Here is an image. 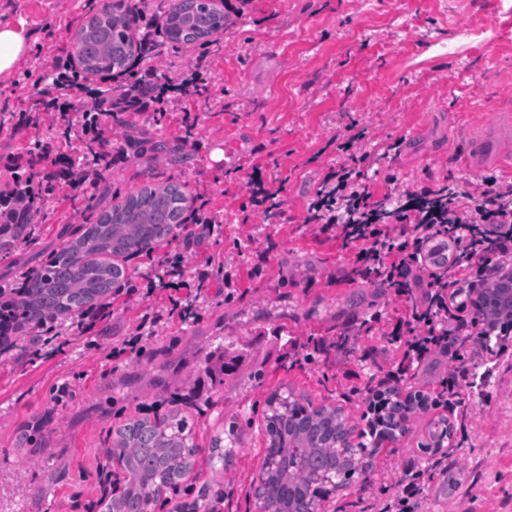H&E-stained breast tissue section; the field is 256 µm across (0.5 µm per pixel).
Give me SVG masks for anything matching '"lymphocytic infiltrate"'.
<instances>
[{"mask_svg":"<svg viewBox=\"0 0 512 512\" xmlns=\"http://www.w3.org/2000/svg\"><path fill=\"white\" fill-rule=\"evenodd\" d=\"M139 49L145 68L134 87L113 84L108 78L91 81L73 61L54 59V92L43 104L47 119L55 123L64 113H73L85 147L99 142L107 117L164 111L170 94H188L202 83L205 57L187 55L181 78L174 81L165 72L156 31L142 33ZM350 148V143H342L347 160L326 175L302 223L335 231L352 247L353 270L362 278L381 282L399 296L416 288L422 291L391 331L402 350L399 362L371 376L361 390L362 396L374 399L366 418V433L373 436L375 420L388 403L386 391L408 381L414 370L432 355L447 352L454 341L465 310L461 292L486 287L504 263L512 262V182L481 176L463 191L445 185H404L380 196L357 171V157ZM438 247L445 263L431 260ZM425 473L418 462L407 464L396 481L397 494L379 512H418Z\"/></svg>","mask_w":512,"mask_h":512,"instance_id":"1","label":"lymphocytic infiltrate"}]
</instances>
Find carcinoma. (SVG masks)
Instances as JSON below:
<instances>
[{"mask_svg":"<svg viewBox=\"0 0 512 512\" xmlns=\"http://www.w3.org/2000/svg\"><path fill=\"white\" fill-rule=\"evenodd\" d=\"M161 21V37L175 46L201 47L224 28V14L214 0H172L162 17L154 6L137 0L121 11L107 5L95 6L87 20L75 30L68 47L69 58L78 62L84 76L124 74L136 50L130 33L129 16ZM18 182L0 189V254H8L30 238L33 219L26 204L5 211L3 199L18 194ZM187 197L180 184L149 183L101 212L94 222L80 225L75 237L40 266L27 274L21 309L25 320H62L83 313L106 299L127 278L124 260L148 252L154 245L176 236L186 228L183 216ZM489 320L512 317V300L499 299L484 305ZM392 407L410 412L417 398L402 396L399 388L389 392ZM266 448L260 474L261 507L266 512H319L322 495L317 477L334 471L344 487L356 474L363 475L372 455L383 442L399 437L389 428L380 429L372 442V453L363 456L337 443L354 432L342 410L313 408L292 395L272 394L264 413ZM237 437L211 438V466L232 465ZM197 445L187 418L179 412L162 417L133 418L116 430L106 462L118 461L124 476L112 483L109 497L101 499L103 512H153L152 506L196 464Z\"/></svg>","mask_w":512,"mask_h":512,"instance_id":"carcinoma-1","label":"carcinoma"}]
</instances>
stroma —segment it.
I'll list each match as a JSON object with an SVG mask.
<instances>
[{"instance_id":"1","label":"stroma","mask_w":512,"mask_h":512,"mask_svg":"<svg viewBox=\"0 0 512 512\" xmlns=\"http://www.w3.org/2000/svg\"><path fill=\"white\" fill-rule=\"evenodd\" d=\"M87 0H0V25L30 38L27 68L0 75V111L23 110L25 132L0 124V158L28 159L50 145L57 167L72 154L64 128L50 124L41 102L52 89L47 71L66 56L70 35L85 20ZM473 30L462 52L458 27ZM207 56L210 72L197 94L176 96L160 118L123 113V126L103 139L127 149L106 169L84 158V190L57 184L44 195L31 240L0 255V286L17 283L68 240L72 214L86 216L117 203L150 181L180 183L188 198L206 203L221 223L180 233L127 262L128 286L88 330L75 320L57 335L26 326L0 356V512H98L88 498L102 476V450L113 430L147 405L184 403L198 445L190 503L210 487L215 512H258L254 488L265 448L267 396L289 391L314 405L342 407L364 428L359 387L401 351L388 335L410 298L378 292L352 272V253L334 233L291 222L254 225L246 182L253 171L283 186L289 215L300 213L343 154L333 135H357L359 168L377 193L396 185L463 189L474 170L468 157L472 119L494 125L512 110V5L505 0H252L243 18L227 15ZM441 42L446 57L425 59L421 47ZM163 141L168 162L155 167L131 141ZM270 241L268 254L254 240ZM190 251L193 268L153 285L159 263ZM232 286H225V279ZM154 320L139 353L120 348L134 323ZM322 341L314 352L307 340ZM239 349L241 367L220 373L225 345ZM485 373L480 386L462 384L460 403L429 408L410 432L385 444L366 475L327 495L322 512H374L396 491L395 479L439 420H449L447 469L426 476L430 512H512V332L492 351L459 346L433 355L403 386L429 391L452 367ZM75 389L57 399L62 384ZM234 427L233 468L213 472L207 460L216 430ZM35 428L41 461L15 445ZM448 494L436 498L440 482Z\"/></svg>"}]
</instances>
